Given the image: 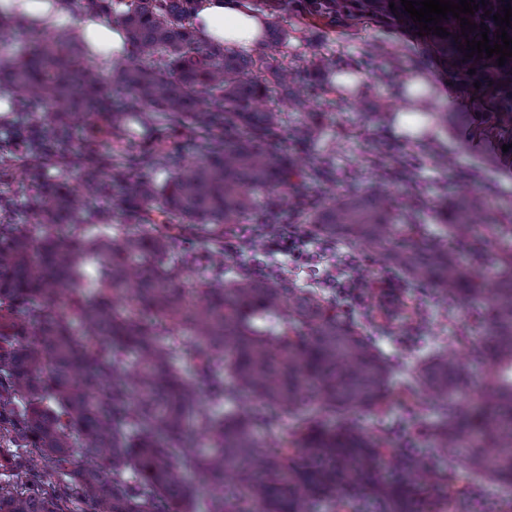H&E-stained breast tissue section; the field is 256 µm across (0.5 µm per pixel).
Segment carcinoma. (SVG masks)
<instances>
[{
  "label": "carcinoma",
  "mask_w": 512,
  "mask_h": 512,
  "mask_svg": "<svg viewBox=\"0 0 512 512\" xmlns=\"http://www.w3.org/2000/svg\"><path fill=\"white\" fill-rule=\"evenodd\" d=\"M194 14L195 0H126L112 19L130 56L113 70L110 90L81 41L0 21V47L19 52L0 67V94L23 97L31 117L0 143V178L20 152L83 150L81 195L35 181L24 222L4 218L0 196V449L8 450L0 466L19 468L28 455L41 462L29 486H0V512H318L328 499L334 512H455L468 497L448 470L405 448L404 473L391 471L390 437L353 419L360 409L382 417L395 403L415 414L421 390L438 459L511 499L512 224L481 223L489 205L477 189L448 202L446 239L423 241L416 203L398 207L378 189L310 215L319 234L376 251L384 267L434 286L448 303H477L484 389L436 351L396 390L359 327L319 293L224 280L210 256L225 230L290 186L289 156L266 141L284 112L307 102L288 87V68L201 40ZM452 35L441 38L450 65L476 70L482 95L512 107V67L491 71L487 56L468 57L466 40L481 31L464 36L457 26ZM256 70L264 81L251 77ZM271 87L285 110L257 108ZM141 106L194 114L204 156L184 168L162 146L133 152V164L172 175L158 185L117 173L123 197L114 211L97 204L106 194L100 141L76 139L74 119ZM175 219L199 231L200 264L211 269L191 296L180 288L192 263L176 257L183 225ZM96 224L114 225L115 236L94 234ZM486 237L499 241L489 276L447 243ZM379 313L398 325L419 315L394 301ZM271 315L283 320L277 333L260 324ZM182 332L195 339L191 377L180 368ZM241 395L256 397L262 412L230 408ZM288 417L299 426L278 431ZM187 472L220 490L201 511Z\"/></svg>",
  "instance_id": "1"
}]
</instances>
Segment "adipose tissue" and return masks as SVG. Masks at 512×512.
<instances>
[{
  "instance_id": "1",
  "label": "adipose tissue",
  "mask_w": 512,
  "mask_h": 512,
  "mask_svg": "<svg viewBox=\"0 0 512 512\" xmlns=\"http://www.w3.org/2000/svg\"><path fill=\"white\" fill-rule=\"evenodd\" d=\"M73 10L74 0H0V17L19 24L37 20L50 33L73 30L87 44L89 59L99 64L126 59L125 40L116 24L95 12L77 16ZM194 24L202 40L248 51L261 46L266 21L250 0H199Z\"/></svg>"
}]
</instances>
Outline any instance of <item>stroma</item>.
Here are the masks:
<instances>
[{
	"label": "stroma",
	"instance_id": "obj_1",
	"mask_svg": "<svg viewBox=\"0 0 512 512\" xmlns=\"http://www.w3.org/2000/svg\"><path fill=\"white\" fill-rule=\"evenodd\" d=\"M255 9L265 14L276 31L287 32L288 38L278 48L267 46L257 54L274 64L300 71L315 86H331L337 77H347L354 87L350 97H337L335 107L312 104L313 119L318 122L317 141L300 146L293 137L301 115L289 114L287 122L274 142L287 150L300 167H308L313 156L322 151L334 154L336 176L317 183L300 182L296 189H285V196L299 194L308 210L322 204L362 192L375 184L380 167H403L405 177L391 180L386 191L395 198L419 197L423 203L416 221L426 233L440 230L436 211L447 198L457 195L462 185L481 190L493 201L512 200V123L494 116L492 108L471 91V80L450 69L446 57L437 47L434 34H423L417 23L401 24L403 9H390L387 0L379 7L333 13L304 11L294 0H252ZM334 59L329 70H317L310 62L320 56ZM419 68L428 79L431 111L451 110L463 113V121L454 127H443L426 120L423 113L410 112L408 130H396L402 110H408L405 88L399 82L402 73ZM163 142L166 148L180 151L184 164L198 161L193 141L185 132L175 129L168 117L148 112L143 119H127L122 123L121 138L112 144V163L126 161V145L137 142L145 146ZM46 180H63L67 186L79 188L80 172L73 163L17 156L9 176L0 181V194L14 199L15 217L26 211L25 186L31 171ZM225 278L236 277L251 264L273 268V282H287L292 288H317L318 280L307 269L289 276L276 271L277 257L271 256L261 240H254L247 256L224 255ZM401 299L420 307V315L409 331L418 339L415 349L397 352L394 338L400 335L397 325L385 322L378 312V301L366 299L364 304L351 303L346 297L331 293L327 299L338 314L361 326L374 347L386 359L394 384L412 380L419 359L435 349L458 353L462 365L477 364L475 345L458 342L461 331L481 336L483 329L472 304L465 301L447 303L430 286L395 275ZM367 431L391 430L396 420H403L405 432L397 436L389 450L390 459H400L403 449L423 448L422 439L428 418L423 414H404L395 408L383 418L372 413L358 414ZM428 464H435L432 449L423 448Z\"/></svg>",
	"mask_w": 512,
	"mask_h": 512
}]
</instances>
